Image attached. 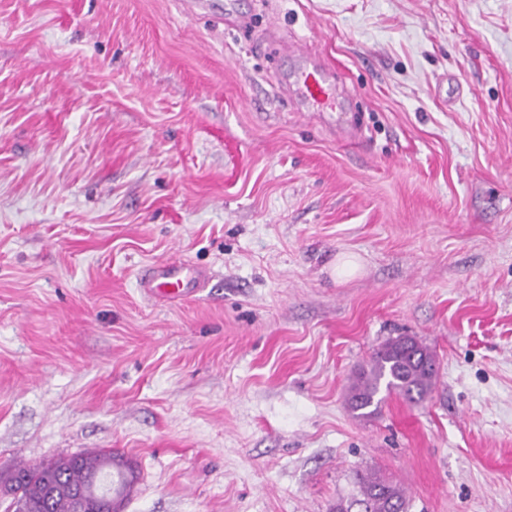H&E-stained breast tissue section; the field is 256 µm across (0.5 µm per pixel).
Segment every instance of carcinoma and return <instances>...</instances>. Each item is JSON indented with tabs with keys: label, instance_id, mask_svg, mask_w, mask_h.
<instances>
[{
	"label": "carcinoma",
	"instance_id": "cac0c4a2",
	"mask_svg": "<svg viewBox=\"0 0 512 512\" xmlns=\"http://www.w3.org/2000/svg\"><path fill=\"white\" fill-rule=\"evenodd\" d=\"M436 356L413 336H397L377 347L368 366L354 378L348 405L360 417H371L383 398L380 390L418 403L433 390ZM110 451L58 458L36 466H19L0 474V485L16 484L15 512H76L75 494L97 482L89 512H111L104 495L112 489ZM356 495L339 498L332 512H407L404 489L378 470L355 473Z\"/></svg>",
	"mask_w": 512,
	"mask_h": 512
}]
</instances>
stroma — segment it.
I'll return each instance as SVG.
<instances>
[{
  "instance_id": "35a3bbf8",
  "label": "stroma",
  "mask_w": 512,
  "mask_h": 512,
  "mask_svg": "<svg viewBox=\"0 0 512 512\" xmlns=\"http://www.w3.org/2000/svg\"><path fill=\"white\" fill-rule=\"evenodd\" d=\"M396 336L434 389L357 418ZM108 449L124 512H512V0H0V472ZM331 76L330 71L320 67L301 72L302 96L310 107L308 112H336L337 98ZM208 279L206 271L187 263L162 262L152 265L138 279L145 294L180 297L204 288ZM356 495L351 499L338 498L333 512H406L404 489L378 470L356 471ZM358 508L352 511L353 507Z\"/></svg>"
}]
</instances>
